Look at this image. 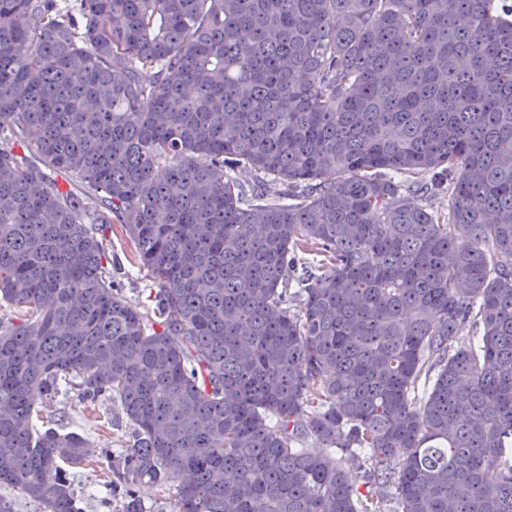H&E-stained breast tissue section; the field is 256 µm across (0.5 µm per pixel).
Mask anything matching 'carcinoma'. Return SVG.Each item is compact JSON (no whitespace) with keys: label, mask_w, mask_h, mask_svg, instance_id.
Wrapping results in <instances>:
<instances>
[{"label":"carcinoma","mask_w":512,"mask_h":512,"mask_svg":"<svg viewBox=\"0 0 512 512\" xmlns=\"http://www.w3.org/2000/svg\"><path fill=\"white\" fill-rule=\"evenodd\" d=\"M511 15L0 0V486L81 512L89 440L37 424L74 389L131 428L124 512L145 480L172 512H512ZM111 227L109 228V224H103L104 244H106L108 257L112 259V271H114L113 265H116L122 268L119 271L121 273L128 270L135 272L132 279L124 280L126 300L134 306L141 307V309L143 307H153V297L155 292L158 291V287L153 284L149 277L145 276V272L138 274L137 269L131 267L135 260L134 245L125 233L122 234L119 224L112 223ZM121 273H119V276L123 277Z\"/></svg>","instance_id":"carcinoma-1"}]
</instances>
